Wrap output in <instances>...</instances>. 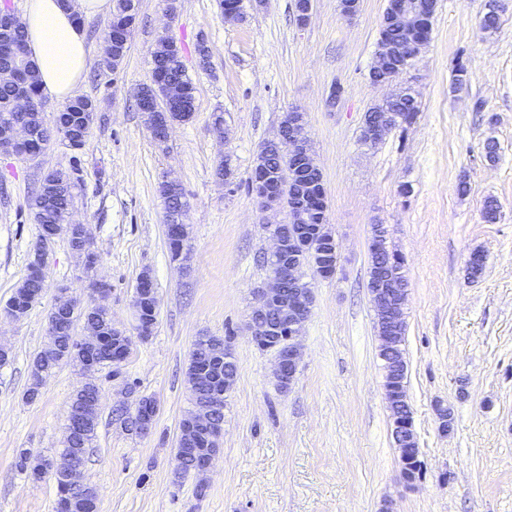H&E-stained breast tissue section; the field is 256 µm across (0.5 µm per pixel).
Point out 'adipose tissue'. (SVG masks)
Returning a JSON list of instances; mask_svg holds the SVG:
<instances>
[{"label":"adipose tissue","mask_w":512,"mask_h":512,"mask_svg":"<svg viewBox=\"0 0 512 512\" xmlns=\"http://www.w3.org/2000/svg\"><path fill=\"white\" fill-rule=\"evenodd\" d=\"M108 8V0H26L21 23L43 95L60 101L73 98L89 55L78 18Z\"/></svg>","instance_id":"ef3b65f1"}]
</instances>
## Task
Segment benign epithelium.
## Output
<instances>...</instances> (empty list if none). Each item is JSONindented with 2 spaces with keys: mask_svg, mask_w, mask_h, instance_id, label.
<instances>
[{
  "mask_svg": "<svg viewBox=\"0 0 512 512\" xmlns=\"http://www.w3.org/2000/svg\"><path fill=\"white\" fill-rule=\"evenodd\" d=\"M437 7V0H396L392 4L389 15L390 23L394 24L406 35V41L394 47L385 39L377 42L375 52L376 65L371 69L370 79L375 85L391 83L397 76L411 67L412 61L420 53L425 40L419 35L421 22L427 11ZM138 15V0H127L123 19L112 16V23L121 24L126 32H131ZM139 109L145 112H165L167 118L159 128L152 129L154 140L167 143L170 130L176 123L186 122L193 116L191 112H180V100L173 94L150 96L144 91L137 95ZM406 124L404 117L397 112L384 111L376 113L367 120L361 129V137L366 144H375L393 128ZM29 133L27 126L14 123L0 131V151L17 155L28 149ZM280 155L292 160L293 166L286 172L288 181V223L296 225V232L285 234L284 225L266 224L264 228L274 241L271 251L264 257L275 262L269 271L266 284L256 290L257 303L252 309L250 330L254 341L264 349L273 352L276 377L279 386L286 390L296 379L299 348L297 340L303 335L306 323L311 314L313 294L310 282L306 281L302 267L296 262L300 252H308L313 256L311 270L320 278H330L336 274L339 252L333 235L327 230V218H322V225L311 229L310 190L311 184H304L305 173L319 170L310 147L306 133L304 113L297 109L288 112V123L280 130L279 136L272 141ZM282 183L277 174H269L268 169L254 168L252 171L251 190L260 209L267 211L283 205L280 190ZM77 238L83 248H88L90 238L85 225L69 220V222L52 230L44 239L38 254L46 252V248L61 233ZM91 290L90 303L84 309L107 313L109 308L106 299L111 293L108 283L96 278L89 281ZM373 307L385 318L404 316L407 298V286L398 288H381L378 283L371 282L368 287ZM158 306L157 290L150 274L142 273L136 284L134 308L137 317V337L144 340L152 335L155 321L143 316V313H156ZM85 336L73 337L80 362L86 368V374L92 375L99 366L100 353L103 349L100 328L96 325L84 324ZM112 335L119 342L112 346V360H126L133 347L132 337L120 328H112ZM379 357L384 366L396 370L399 368L401 337L390 327L379 336ZM233 352L228 345L218 341L209 343L206 363L230 361ZM232 390L229 382L224 388H214L210 400L196 404V411L184 417L180 423L178 447L182 454L194 459L195 472H205L219 453L218 441L220 434L214 429L215 409L226 402ZM392 434L397 441L401 475L407 482L415 479L421 465L419 448L414 430L412 414L402 409L394 411L392 417ZM63 462L58 463L50 458L39 460L41 475H49L63 480L71 488H80L84 482L80 477L82 459L71 453L62 454Z\"/></svg>",
  "mask_w": 512,
  "mask_h": 512,
  "instance_id": "1",
  "label": "benign epithelium"
}]
</instances>
